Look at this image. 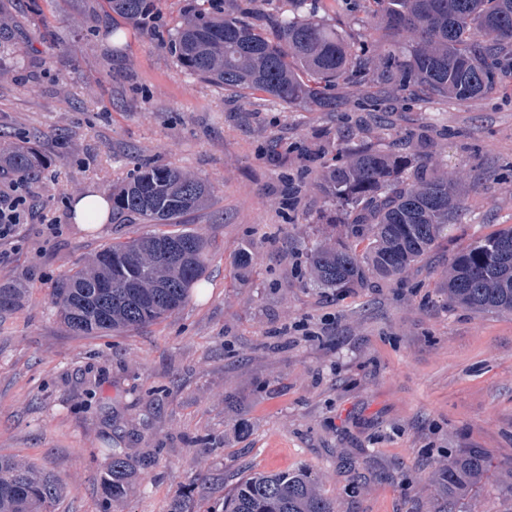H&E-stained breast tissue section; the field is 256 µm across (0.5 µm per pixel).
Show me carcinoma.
Returning <instances> with one entry per match:
<instances>
[{
	"mask_svg": "<svg viewBox=\"0 0 512 512\" xmlns=\"http://www.w3.org/2000/svg\"><path fill=\"white\" fill-rule=\"evenodd\" d=\"M265 0H201L167 42L179 64L242 98L268 95L288 106L310 103L324 111L339 105V84L375 86L457 101L492 92L512 57V0H368L385 33L378 55L366 37L348 40L314 15L276 17ZM111 12L145 30L155 0H107ZM426 145L402 153L366 147L325 173V226L332 234L310 256V276L323 288H363L379 277L406 273L459 221L464 205L457 184L440 167L421 160ZM43 159L33 147L0 148V172L31 180ZM212 187L165 166H142L112 193V222L175 224L204 208ZM208 239L194 230H153L115 241L58 281L53 304L74 333L128 331L166 317L183 305L202 277ZM448 301L476 313L512 314V225L459 251L448 267ZM22 288L0 287V308H17ZM492 462L482 448H467L435 473L432 485L446 506L479 490ZM130 464L117 450L107 492L128 489ZM62 479L34 465L0 457V512H48L64 495ZM223 512H336L305 469L256 473L244 480Z\"/></svg>",
	"mask_w": 512,
	"mask_h": 512,
	"instance_id": "1",
	"label": "carcinoma"
}]
</instances>
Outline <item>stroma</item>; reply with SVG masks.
I'll list each match as a JSON object with an SVG mask.
<instances>
[{
    "label": "stroma",
    "instance_id": "1",
    "mask_svg": "<svg viewBox=\"0 0 512 512\" xmlns=\"http://www.w3.org/2000/svg\"><path fill=\"white\" fill-rule=\"evenodd\" d=\"M30 1L0 0L19 22L0 33V147L26 142L48 161L25 225L0 240V284L26 291L0 314V456L68 483L51 512H169L177 499L211 512L253 473L300 468L337 512H436L428 479L460 449L512 459V315L444 292L459 250L512 225V77L468 102L389 93L388 124L358 144L431 140L425 160L447 164L465 214L407 274L320 288L308 277L325 235L317 182L340 143L305 151L357 127L374 88H339L333 112L241 99L166 48L193 0H159L149 31L107 17L106 0ZM266 9L314 13L347 37L378 28L364 0ZM144 163L212 186L184 218L213 244L206 272L160 321L74 334L51 302L57 280L149 227L86 229L71 207ZM246 249L255 268L240 281ZM111 446L132 466L120 498L106 491ZM455 512H512V494L493 476Z\"/></svg>",
    "mask_w": 512,
    "mask_h": 512
}]
</instances>
